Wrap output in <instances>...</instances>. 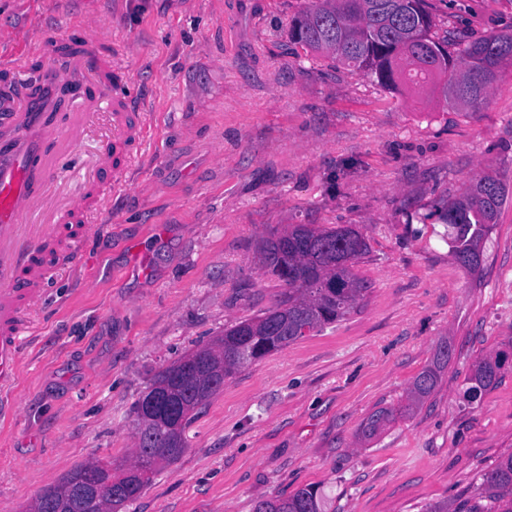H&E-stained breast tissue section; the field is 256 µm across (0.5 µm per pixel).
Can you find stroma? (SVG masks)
I'll return each mask as SVG.
<instances>
[{
  "label": "stroma",
  "mask_w": 512,
  "mask_h": 512,
  "mask_svg": "<svg viewBox=\"0 0 512 512\" xmlns=\"http://www.w3.org/2000/svg\"><path fill=\"white\" fill-rule=\"evenodd\" d=\"M307 2L0 0V56L92 23L152 125L131 189L86 242L89 279L61 270L24 343L18 413L0 423V512H26L78 465H130L134 403L276 302L257 248L291 224L363 233L364 306L226 379L180 459L120 512H254L303 487L326 512H421L470 497L512 453V368L464 396L471 365L512 340V202L475 274L429 217L482 173L512 184V63L477 111L390 90L292 53L288 24ZM428 2L436 37L512 31V0ZM444 341L434 393L363 438Z\"/></svg>",
  "instance_id": "35a3bbf8"
}]
</instances>
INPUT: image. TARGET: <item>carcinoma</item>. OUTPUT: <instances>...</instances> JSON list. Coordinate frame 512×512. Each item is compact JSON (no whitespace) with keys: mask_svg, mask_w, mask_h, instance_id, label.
Listing matches in <instances>:
<instances>
[{"mask_svg":"<svg viewBox=\"0 0 512 512\" xmlns=\"http://www.w3.org/2000/svg\"><path fill=\"white\" fill-rule=\"evenodd\" d=\"M433 18L426 0H309L288 28V40L305 54L331 57L377 83L394 88L441 85L445 103L473 110L487 101L498 69L512 60V33L464 36L456 29L443 38L432 35ZM512 192L494 173H484L460 197L442 201L431 216L448 225V246L456 262L471 271L482 264L484 244L493 232ZM368 253L365 236L351 226L325 227L290 224L283 232L262 240L258 249L264 273L284 287L278 305L283 312L263 313L224 330V335L183 355L163 369L155 383L163 395L187 406L207 403L218 389L207 390L211 376H232L298 342L324 326L344 320L365 299V281L353 266ZM452 349L444 341L433 360L412 381L407 404L400 410L381 408L370 414L361 433L370 438L408 414L436 389L448 366ZM512 367V342L477 360L466 378V393L475 399L493 387ZM172 456L136 444L134 472L112 487V503L123 507L154 481L158 471L174 462ZM106 500L89 512H107ZM255 512H323L312 487L286 498L259 502ZM424 512H512V454L501 458L482 475L477 492L455 507L429 504Z\"/></svg>","mask_w":512,"mask_h":512,"instance_id":"1","label":"carcinoma"}]
</instances>
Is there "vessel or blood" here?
Instances as JSON below:
<instances>
[{
	"instance_id": "vessel-or-blood-1",
	"label": "vessel or blood",
	"mask_w": 512,
	"mask_h": 512,
	"mask_svg": "<svg viewBox=\"0 0 512 512\" xmlns=\"http://www.w3.org/2000/svg\"><path fill=\"white\" fill-rule=\"evenodd\" d=\"M36 63L41 74L72 89L76 111L105 103L112 139L98 158V175L84 176L80 192L57 210L53 223L43 224L37 204L49 185L67 181L60 152L74 150L77 129L44 125L41 103L27 89L0 102L19 126L15 140L0 144V392L18 376L23 341L57 274L49 249L61 247L70 256V273L81 274L84 241L98 232L96 219L113 197L127 191L133 151L150 130L145 112L115 92L120 68L104 40L77 27L36 51L1 57L0 71L13 75Z\"/></svg>"
}]
</instances>
